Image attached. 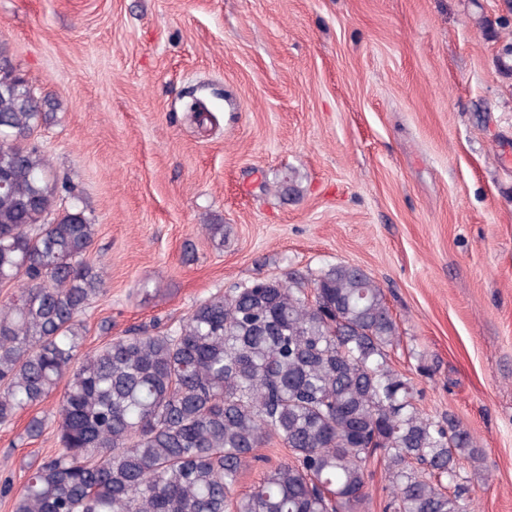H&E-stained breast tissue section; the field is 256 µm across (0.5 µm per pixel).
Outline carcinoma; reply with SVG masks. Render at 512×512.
Listing matches in <instances>:
<instances>
[{
    "label": "carcinoma",
    "instance_id": "1",
    "mask_svg": "<svg viewBox=\"0 0 512 512\" xmlns=\"http://www.w3.org/2000/svg\"><path fill=\"white\" fill-rule=\"evenodd\" d=\"M49 103L0 67V425L65 385L58 448L11 485L12 512H366L381 454L385 512H466L470 434L416 406L393 369L398 326L363 270L259 278L200 302L175 330L136 328L78 357L79 316L103 291L96 225L27 143ZM318 298L308 299V288ZM277 438L289 458L232 497Z\"/></svg>",
    "mask_w": 512,
    "mask_h": 512
}]
</instances>
